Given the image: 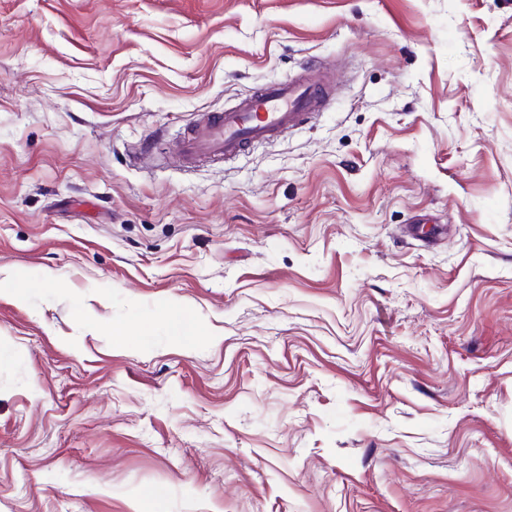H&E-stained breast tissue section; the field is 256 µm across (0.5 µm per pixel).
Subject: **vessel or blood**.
I'll use <instances>...</instances> for the list:
<instances>
[{
    "mask_svg": "<svg viewBox=\"0 0 512 512\" xmlns=\"http://www.w3.org/2000/svg\"><path fill=\"white\" fill-rule=\"evenodd\" d=\"M331 87V80L315 76L267 86L232 110L203 115L177 144V153L188 164L239 154L293 129L325 103Z\"/></svg>",
    "mask_w": 512,
    "mask_h": 512,
    "instance_id": "vessel-or-blood-1",
    "label": "vessel or blood"
}]
</instances>
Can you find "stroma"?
I'll return each instance as SVG.
<instances>
[{
	"label": "stroma",
	"mask_w": 512,
	"mask_h": 512,
	"mask_svg": "<svg viewBox=\"0 0 512 512\" xmlns=\"http://www.w3.org/2000/svg\"><path fill=\"white\" fill-rule=\"evenodd\" d=\"M151 506L512 512V0H0V512ZM331 87V80L316 76L267 86L243 98L228 112L203 115L176 145L177 153L187 164L203 158L235 156L293 129L325 103Z\"/></svg>",
	"instance_id": "1"
}]
</instances>
